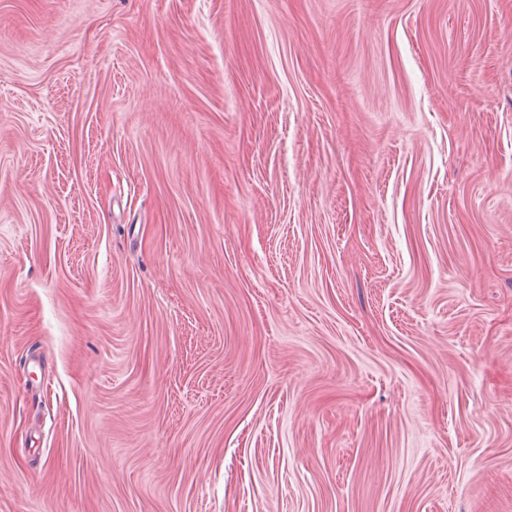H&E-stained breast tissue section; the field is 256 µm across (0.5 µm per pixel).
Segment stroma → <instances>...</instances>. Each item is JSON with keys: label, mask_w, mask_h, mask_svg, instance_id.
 <instances>
[{"label": "stroma", "mask_w": 512, "mask_h": 512, "mask_svg": "<svg viewBox=\"0 0 512 512\" xmlns=\"http://www.w3.org/2000/svg\"><path fill=\"white\" fill-rule=\"evenodd\" d=\"M0 512H512V0H0Z\"/></svg>", "instance_id": "1"}]
</instances>
